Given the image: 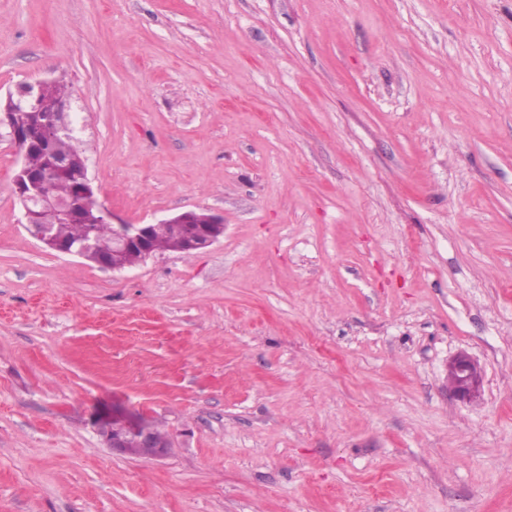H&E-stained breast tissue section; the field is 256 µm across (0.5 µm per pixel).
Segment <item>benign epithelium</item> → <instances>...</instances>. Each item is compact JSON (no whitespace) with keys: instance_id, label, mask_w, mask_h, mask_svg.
I'll list each match as a JSON object with an SVG mask.
<instances>
[{"instance_id":"obj_1","label":"benign epithelium","mask_w":512,"mask_h":512,"mask_svg":"<svg viewBox=\"0 0 512 512\" xmlns=\"http://www.w3.org/2000/svg\"><path fill=\"white\" fill-rule=\"evenodd\" d=\"M53 83L52 79L39 80L17 88L16 92L8 94L4 111L0 113V127H8L10 140L20 155V163L12 179V193L21 205L24 224L34 237L53 251L77 256L113 270L129 267L126 257L130 253H138L143 259L152 256L154 242L165 236L181 235L189 251L205 249L224 238L223 217L191 210L149 224L115 225L114 248L110 258L95 256L96 247L90 238L78 243L55 241L51 235V224L46 221L48 214L57 221L81 224L109 223L113 220V214L97 202L87 176L82 179L79 200L76 202L60 201L49 193L50 175L69 171L72 166L70 158L52 157L51 167L46 172L35 171L26 163L31 149H48L50 141L57 134L72 128L74 116L68 101H54L45 93V89ZM16 107H31L38 111L41 116L39 123L31 127L12 125L11 111ZM448 372L453 378L452 391L457 398L466 400L476 393L480 372L470 356L460 354L455 357L448 366ZM95 428L110 448L124 455L154 458L163 455L168 447L167 441L140 419L119 423L115 418H100L95 422Z\"/></svg>"}]
</instances>
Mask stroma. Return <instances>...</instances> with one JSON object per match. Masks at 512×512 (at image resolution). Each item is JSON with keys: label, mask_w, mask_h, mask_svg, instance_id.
Returning <instances> with one entry per match:
<instances>
[{"label": "stroma", "mask_w": 512, "mask_h": 512, "mask_svg": "<svg viewBox=\"0 0 512 512\" xmlns=\"http://www.w3.org/2000/svg\"><path fill=\"white\" fill-rule=\"evenodd\" d=\"M51 76L100 203L224 237L52 251L0 128V512H512V0H0ZM453 378L452 391L461 400L470 399L480 384V372L477 363L467 354H459L448 366ZM450 381L452 382V379ZM117 420L100 418L94 424L109 448L124 455L141 458L159 457L165 453L167 441L141 419L122 420L123 423H118Z\"/></svg>", "instance_id": "obj_1"}]
</instances>
